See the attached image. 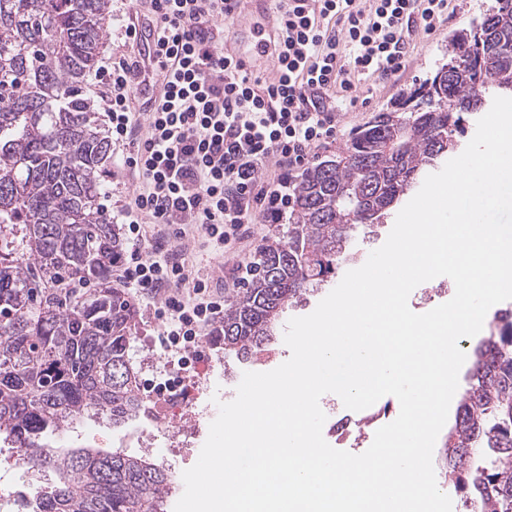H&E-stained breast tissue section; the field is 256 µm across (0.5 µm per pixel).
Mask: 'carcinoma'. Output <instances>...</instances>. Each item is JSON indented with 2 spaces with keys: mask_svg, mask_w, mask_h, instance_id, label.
Returning a JSON list of instances; mask_svg holds the SVG:
<instances>
[{
  "mask_svg": "<svg viewBox=\"0 0 512 512\" xmlns=\"http://www.w3.org/2000/svg\"><path fill=\"white\" fill-rule=\"evenodd\" d=\"M109 0H0V442L51 474L25 512H161L168 469L144 456L46 443L88 416L123 427L146 413L128 347L137 310L112 287L122 243L97 200L111 159L84 87L97 64ZM512 0L448 42L437 66L394 109L301 174L288 235L267 240L215 335L224 360L275 350L281 315L356 254L361 226L381 224L458 145L466 100L512 97ZM474 359L442 457L465 512H512V330Z\"/></svg>",
  "mask_w": 512,
  "mask_h": 512,
  "instance_id": "cac0c4a2",
  "label": "carcinoma"
}]
</instances>
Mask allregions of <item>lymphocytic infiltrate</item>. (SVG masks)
<instances>
[{
	"label": "lymphocytic infiltrate",
	"instance_id": "f902f5d3",
	"mask_svg": "<svg viewBox=\"0 0 512 512\" xmlns=\"http://www.w3.org/2000/svg\"><path fill=\"white\" fill-rule=\"evenodd\" d=\"M239 0H150L148 54L160 87L140 60L108 61L100 77L112 142L133 190L118 209L127 249L114 261L125 287L163 296L162 333L189 364L198 336L224 313V300L169 248L168 224H204L217 243L261 210L282 221L293 174L336 138V107L354 103L356 81L389 80L409 64L416 31L448 19L450 0H281L273 24L275 71L263 78L217 46L218 27ZM153 250L143 253L144 238Z\"/></svg>",
	"mask_w": 512,
	"mask_h": 512
}]
</instances>
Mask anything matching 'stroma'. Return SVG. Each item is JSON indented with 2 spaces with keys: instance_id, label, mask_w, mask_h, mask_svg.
<instances>
[{
  "instance_id": "1",
  "label": "stroma",
  "mask_w": 512,
  "mask_h": 512,
  "mask_svg": "<svg viewBox=\"0 0 512 512\" xmlns=\"http://www.w3.org/2000/svg\"><path fill=\"white\" fill-rule=\"evenodd\" d=\"M496 0H453V14L435 33L417 34L410 46V63L405 72L396 80L385 84L370 81L359 84L356 105L342 106L338 111L339 123L336 132L337 143H344L350 133L366 124L372 116L390 103L398 100L404 92L419 84L441 63L448 49L451 36L480 19L487 10L495 6ZM278 0H245L241 14L225 22L222 36L227 48L241 46V28L246 22L265 25L273 22ZM112 19L106 28L100 47V58H122L138 55L140 47L125 36V27L131 22L143 21L146 13L145 0H111ZM270 225L264 224L261 215H254L250 237L217 248L211 240L205 225L194 226L182 246L190 266L201 274L224 284L225 298L236 296L243 285L245 267L257 261L262 247L270 233ZM163 326L153 309L139 308L138 327L130 343L129 356L138 373L139 383L158 376L160 370L170 363L162 346L153 344ZM202 343L210 365L207 377V393L203 397L205 407L199 419L201 435H208L211 422L218 415V405L232 401L242 379L245 368L237 363L224 360V351L215 345L210 336H203ZM134 432L141 433L152 447L166 449L167 435L157 431L153 415H146L123 428H115L104 422L88 423L68 432L51 436L50 444L57 448L90 446L103 452L116 450L118 444Z\"/></svg>"
}]
</instances>
